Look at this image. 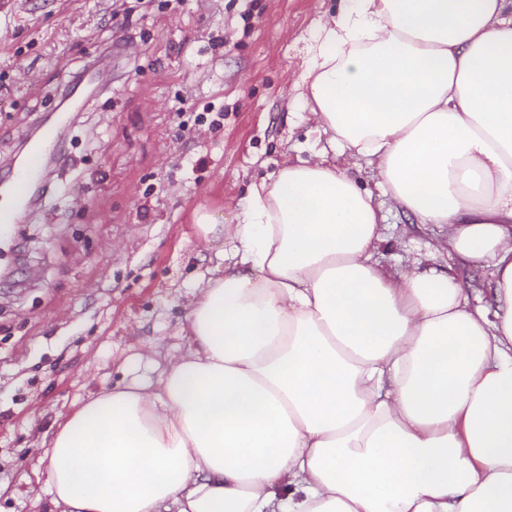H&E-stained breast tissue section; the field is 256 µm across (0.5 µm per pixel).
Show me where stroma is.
<instances>
[{
  "label": "stroma",
  "mask_w": 512,
  "mask_h": 512,
  "mask_svg": "<svg viewBox=\"0 0 512 512\" xmlns=\"http://www.w3.org/2000/svg\"><path fill=\"white\" fill-rule=\"evenodd\" d=\"M340 0H0V175L104 51L112 69L62 133L56 185L0 238V512H53L59 412L187 346V297L224 264L199 210L231 224L251 185L328 148L302 108L317 23ZM376 192L398 272L431 226Z\"/></svg>",
  "instance_id": "obj_1"
}]
</instances>
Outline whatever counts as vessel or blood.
<instances>
[{
    "label": "vessel or blood",
    "instance_id": "1",
    "mask_svg": "<svg viewBox=\"0 0 512 512\" xmlns=\"http://www.w3.org/2000/svg\"><path fill=\"white\" fill-rule=\"evenodd\" d=\"M61 139L59 126L42 128L39 137L29 143L24 164L7 180V193L0 203V228L5 229L19 222L23 211L30 204L32 188L43 175L46 153L57 148Z\"/></svg>",
    "mask_w": 512,
    "mask_h": 512
}]
</instances>
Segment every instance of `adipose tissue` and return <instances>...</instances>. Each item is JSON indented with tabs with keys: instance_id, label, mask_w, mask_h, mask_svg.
<instances>
[{
	"instance_id": "1",
	"label": "adipose tissue",
	"mask_w": 512,
	"mask_h": 512,
	"mask_svg": "<svg viewBox=\"0 0 512 512\" xmlns=\"http://www.w3.org/2000/svg\"><path fill=\"white\" fill-rule=\"evenodd\" d=\"M342 2L305 109L457 270L375 261L381 210L322 152L253 186L233 229L200 213L234 264L158 379L62 414V512H512V0Z\"/></svg>"
}]
</instances>
